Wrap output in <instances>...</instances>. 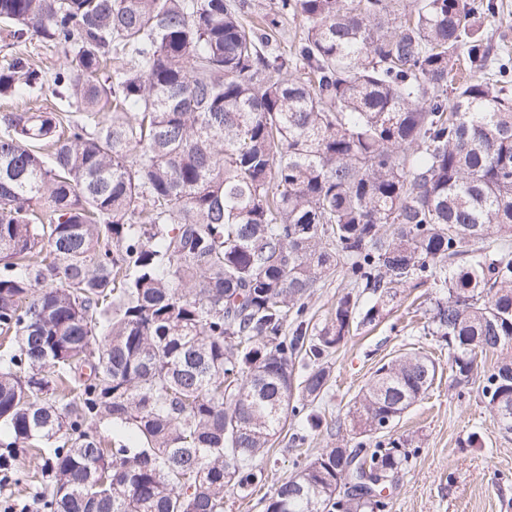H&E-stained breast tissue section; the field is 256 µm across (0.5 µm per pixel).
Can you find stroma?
<instances>
[{
  "mask_svg": "<svg viewBox=\"0 0 512 512\" xmlns=\"http://www.w3.org/2000/svg\"><path fill=\"white\" fill-rule=\"evenodd\" d=\"M346 291L343 273L325 277L309 302L312 325L322 326ZM434 295L432 281L407 284L383 306L377 326H352L331 359L329 387L319 409L329 418L345 414L378 366L413 349L422 352L435 360L438 376L393 429L418 452L389 484V512H512V434L499 429L477 382L454 381L447 346L424 333L414 306ZM472 434L478 438L473 446L467 443ZM333 444L324 433L300 445L281 435L270 450L265 486L245 497L227 493L224 512H266L273 488L295 474L298 463Z\"/></svg>",
  "mask_w": 512,
  "mask_h": 512,
  "instance_id": "obj_1",
  "label": "stroma"
}]
</instances>
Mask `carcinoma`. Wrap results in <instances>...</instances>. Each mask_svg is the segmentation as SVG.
I'll list each match as a JSON object with an SVG mask.
<instances>
[{"label": "carcinoma", "instance_id": "1", "mask_svg": "<svg viewBox=\"0 0 512 512\" xmlns=\"http://www.w3.org/2000/svg\"><path fill=\"white\" fill-rule=\"evenodd\" d=\"M0 0L60 50L63 112L0 116V469L29 512H224L288 420L332 448L266 512H389L383 437L434 384L405 352L345 418L316 410L350 324L430 278L424 329L512 433V58L497 0ZM285 16L303 38L272 48ZM25 55L0 97L42 88ZM342 269L316 330L308 300ZM496 361L478 371L477 358Z\"/></svg>", "mask_w": 512, "mask_h": 512}]
</instances>
